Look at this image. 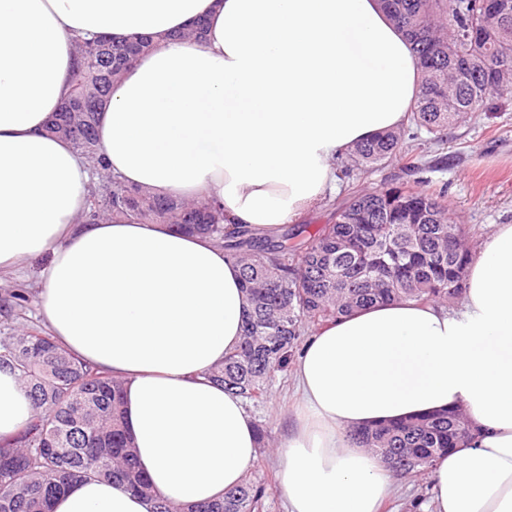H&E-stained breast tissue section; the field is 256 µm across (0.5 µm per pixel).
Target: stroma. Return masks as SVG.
<instances>
[{
  "mask_svg": "<svg viewBox=\"0 0 512 512\" xmlns=\"http://www.w3.org/2000/svg\"><path fill=\"white\" fill-rule=\"evenodd\" d=\"M426 166L420 176L447 192L448 209L463 224L471 244L490 237L501 224H512V105L493 116L475 114L458 124L438 145L421 134ZM291 372L279 373L268 390L266 403L249 406L257 425L268 434L247 476L264 482L263 512H286L277 490V446L287 425L293 400ZM432 486L428 472L398 478L385 512H429Z\"/></svg>",
  "mask_w": 512,
  "mask_h": 512,
  "instance_id": "obj_1",
  "label": "stroma"
}]
</instances>
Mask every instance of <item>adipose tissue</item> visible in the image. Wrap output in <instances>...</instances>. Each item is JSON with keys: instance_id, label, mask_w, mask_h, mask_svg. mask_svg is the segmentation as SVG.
Wrapping results in <instances>:
<instances>
[{"instance_id": "obj_1", "label": "adipose tissue", "mask_w": 512, "mask_h": 512, "mask_svg": "<svg viewBox=\"0 0 512 512\" xmlns=\"http://www.w3.org/2000/svg\"><path fill=\"white\" fill-rule=\"evenodd\" d=\"M205 20L203 39L179 31ZM154 46L99 115L107 168L160 198L205 197L278 233L335 193L356 143L402 127L421 87L380 0H0V270L38 256L40 316L72 353L125 382L124 418L157 496L212 502L258 451L244 399L208 379L243 334L239 266L164 224H82L92 173L46 123L69 93L74 38ZM455 311L376 305L320 328L296 362L278 448L288 512H379L393 473L350 429L463 408L472 440L431 472L433 512H512V225L467 269ZM31 405L0 372V439ZM52 512H148L83 481Z\"/></svg>"}]
</instances>
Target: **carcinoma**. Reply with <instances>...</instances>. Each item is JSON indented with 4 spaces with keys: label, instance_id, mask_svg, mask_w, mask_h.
<instances>
[{
    "label": "carcinoma",
    "instance_id": "cac0c4a2",
    "mask_svg": "<svg viewBox=\"0 0 512 512\" xmlns=\"http://www.w3.org/2000/svg\"><path fill=\"white\" fill-rule=\"evenodd\" d=\"M410 38L423 81L407 131H389L356 146L346 171L370 173L402 161L423 166L416 141L474 112H499L512 97V0H381ZM153 42L115 45L105 35L79 39L70 93L46 131L68 140L97 176L81 222L136 220L167 224L211 239L241 267L247 299L243 341L208 377L258 406L298 353L309 330L358 309L401 302L445 304L464 292L473 259L464 227L444 196L393 179L364 192L351 186L328 224H294L270 237L224 223L207 200L153 197L112 176L100 152L98 116L112 85ZM29 298L0 301V371L14 373L33 414L14 437L0 440V512H49L52 499L84 480L116 481L148 498L150 512H262L266 487L244 479L218 501L177 507L153 494L139 472L122 415V382L71 353L32 324L16 332ZM459 408L356 427L348 439L402 477L432 470L435 458L469 441Z\"/></svg>",
    "mask_w": 512,
    "mask_h": 512
}]
</instances>
